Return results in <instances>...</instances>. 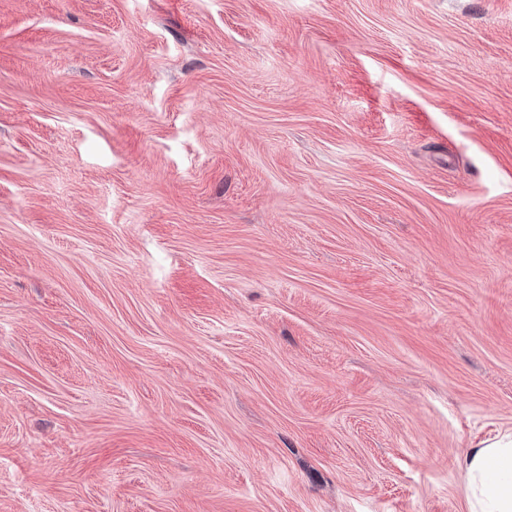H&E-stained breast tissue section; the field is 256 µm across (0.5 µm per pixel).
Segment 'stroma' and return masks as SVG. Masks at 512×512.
Here are the masks:
<instances>
[{"instance_id": "35a3bbf8", "label": "stroma", "mask_w": 512, "mask_h": 512, "mask_svg": "<svg viewBox=\"0 0 512 512\" xmlns=\"http://www.w3.org/2000/svg\"><path fill=\"white\" fill-rule=\"evenodd\" d=\"M512 431V0H0V512H467Z\"/></svg>"}]
</instances>
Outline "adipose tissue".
<instances>
[{"label": "adipose tissue", "mask_w": 512, "mask_h": 512, "mask_svg": "<svg viewBox=\"0 0 512 512\" xmlns=\"http://www.w3.org/2000/svg\"><path fill=\"white\" fill-rule=\"evenodd\" d=\"M462 466L468 512H512V433L480 442Z\"/></svg>", "instance_id": "ef3b65f1"}]
</instances>
